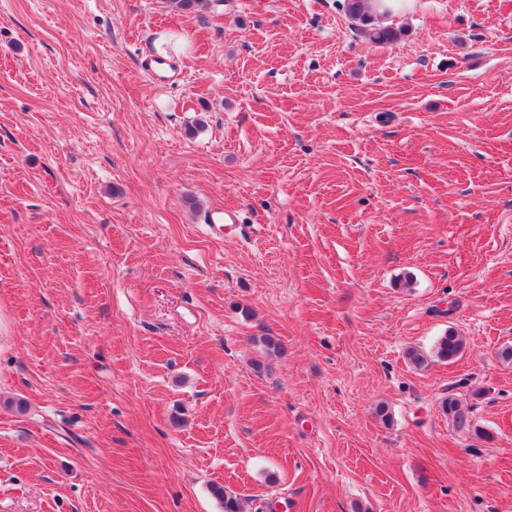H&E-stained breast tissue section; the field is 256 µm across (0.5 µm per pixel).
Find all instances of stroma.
<instances>
[{
  "label": "stroma",
  "mask_w": 512,
  "mask_h": 512,
  "mask_svg": "<svg viewBox=\"0 0 512 512\" xmlns=\"http://www.w3.org/2000/svg\"><path fill=\"white\" fill-rule=\"evenodd\" d=\"M395 23L0 0V512H512V0ZM342 8L362 36L373 44H391L402 35V29L381 24L370 0H344ZM144 68L154 80L158 81L173 83L179 75L176 61L164 57H151ZM465 347L464 336L457 331L448 330L438 339L434 348V356L440 361H452L464 352ZM440 407L443 413L448 415V419L456 430L470 432L475 429L471 419L470 405L455 394H448V397L442 399Z\"/></svg>",
  "instance_id": "1"
}]
</instances>
